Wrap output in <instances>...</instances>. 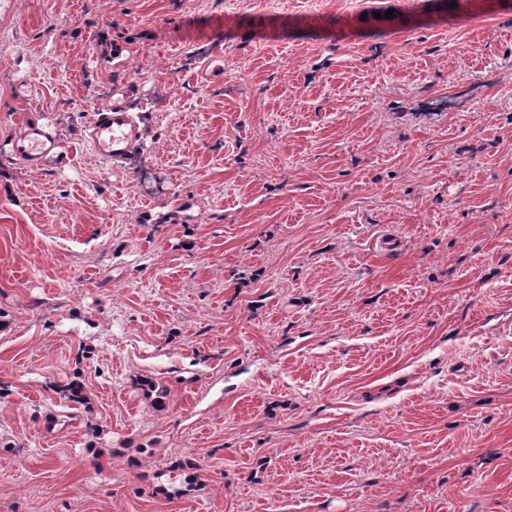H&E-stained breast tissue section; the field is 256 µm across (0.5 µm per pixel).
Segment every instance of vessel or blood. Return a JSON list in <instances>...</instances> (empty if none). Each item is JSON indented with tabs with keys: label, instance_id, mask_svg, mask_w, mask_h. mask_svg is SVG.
<instances>
[{
	"label": "vessel or blood",
	"instance_id": "vessel-or-blood-1",
	"mask_svg": "<svg viewBox=\"0 0 512 512\" xmlns=\"http://www.w3.org/2000/svg\"><path fill=\"white\" fill-rule=\"evenodd\" d=\"M85 138L100 156L120 160L129 156L141 139L132 112L120 104L108 105L91 118ZM60 141L43 124H26L15 139V153L32 171L41 170L45 159L56 154Z\"/></svg>",
	"mask_w": 512,
	"mask_h": 512
}]
</instances>
